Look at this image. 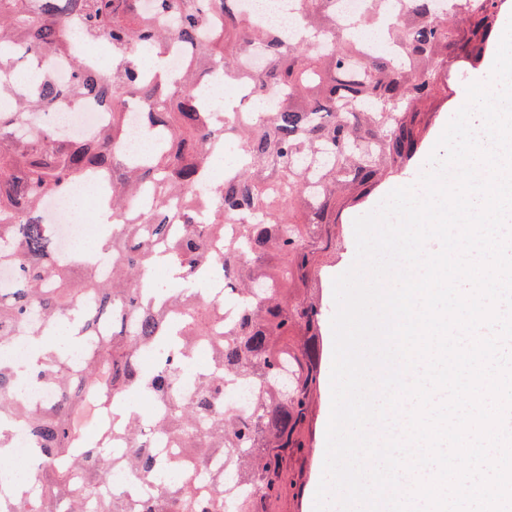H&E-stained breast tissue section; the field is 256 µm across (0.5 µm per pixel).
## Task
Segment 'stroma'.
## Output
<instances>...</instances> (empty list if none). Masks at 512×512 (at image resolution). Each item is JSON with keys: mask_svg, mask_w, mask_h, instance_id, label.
Instances as JSON below:
<instances>
[{"mask_svg": "<svg viewBox=\"0 0 512 512\" xmlns=\"http://www.w3.org/2000/svg\"><path fill=\"white\" fill-rule=\"evenodd\" d=\"M458 99L436 105L431 116L430 135L414 158L407 175L386 181L376 187L362 201L341 208L336 226L343 242L335 255L322 260V274L312 281L311 286L318 298L324 320L320 328L321 375L315 394L312 415L308 425L309 446L304 451L288 457L284 464V473L292 484L289 494L271 501L267 512H313L314 498L323 474V462L326 446V429L331 413V366L333 355V336L331 318L335 312L333 299V280L346 272L354 262L356 242L354 220L373 210L393 189L415 184L423 170L426 160L433 150L446 124L457 111Z\"/></svg>", "mask_w": 512, "mask_h": 512, "instance_id": "obj_1", "label": "stroma"}]
</instances>
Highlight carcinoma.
I'll use <instances>...</instances> for the list:
<instances>
[{"label":"carcinoma","mask_w":512,"mask_h":512,"mask_svg":"<svg viewBox=\"0 0 512 512\" xmlns=\"http://www.w3.org/2000/svg\"><path fill=\"white\" fill-rule=\"evenodd\" d=\"M333 0H299L304 34L282 43L244 13L238 0H0V70L41 69L38 84L19 95L0 82V266L13 268L14 288L0 298V344L23 336L32 355L24 373L56 384L59 395L31 406L15 393L18 373L0 362V423L27 428L39 468L34 485L0 494V512H265L287 488L283 462L305 448L313 394L320 379L321 307L294 298L297 282L316 271L318 256L336 250V208L354 204L408 165L427 137L432 98L448 100L458 74L482 60L502 0H371L366 17L383 29L395 54L365 55L339 30ZM99 38L112 50V72L79 55ZM175 40L195 45L177 84L143 72V53L166 55ZM265 65L238 68L255 47ZM71 59L70 84L51 81L52 61ZM224 72V83L247 82L256 99L279 93L272 112L245 119L236 107L212 112L195 91L197 67ZM103 103L111 121L91 142L61 135L42 115L61 99ZM141 103L154 141L127 161L126 105ZM231 138L240 154L233 173L203 203L210 144ZM92 169L112 175L110 228L102 248L112 276L97 277L88 257L60 256L43 218L45 200L65 194ZM151 205L131 213L127 201ZM179 271L177 287L154 288L146 274L159 261ZM223 271L240 314L224 331L213 327L224 300L196 287ZM81 276L74 277L75 270ZM70 321L69 345L87 347L69 369L31 324ZM197 341L213 346L212 365L195 375L189 398L172 393ZM154 365L143 368L140 356ZM256 387L249 413L224 412V381ZM145 397L162 406L143 414L115 396ZM108 419L106 435L122 439L131 483L100 493L109 468L106 448L85 434ZM154 436L181 451L187 475L140 496L164 466ZM223 457L224 471L211 469Z\"/></svg>","instance_id":"obj_1"}]
</instances>
